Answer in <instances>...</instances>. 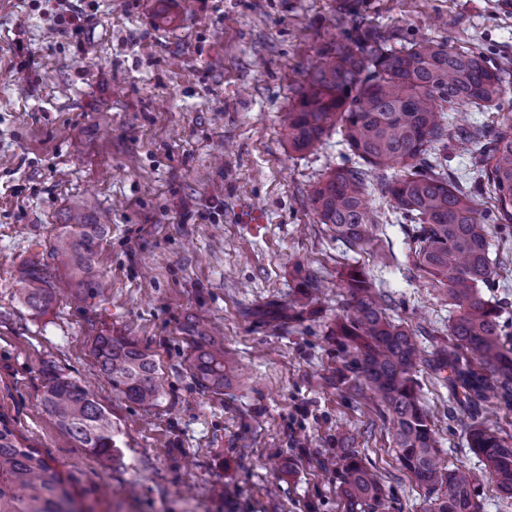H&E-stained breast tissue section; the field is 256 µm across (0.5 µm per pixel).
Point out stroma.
I'll list each match as a JSON object with an SVG mask.
<instances>
[{"mask_svg":"<svg viewBox=\"0 0 512 512\" xmlns=\"http://www.w3.org/2000/svg\"><path fill=\"white\" fill-rule=\"evenodd\" d=\"M344 0H0V414L94 512H342L320 461L350 440L400 512L430 502L401 469L374 403L336 384L327 324L339 274L364 264L410 326L448 333L451 305L428 279L344 252L309 202L341 162L330 135L289 151L282 124L296 87L334 32ZM382 31L481 49L512 70V0H361ZM112 212L102 286L35 316L20 267L48 255L69 199ZM253 211L262 223H246ZM325 293L303 317L271 320L298 293L297 264ZM201 313L224 332L242 380L204 395L181 328ZM137 339L159 362L164 396L147 409L101 374L94 336ZM55 367L112 415L116 463L75 447L41 404ZM448 463L473 468L470 418L419 371Z\"/></svg>","mask_w":512,"mask_h":512,"instance_id":"obj_1","label":"stroma"}]
</instances>
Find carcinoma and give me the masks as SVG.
I'll return each mask as SVG.
<instances>
[{
  "label": "carcinoma",
  "mask_w": 512,
  "mask_h": 512,
  "mask_svg": "<svg viewBox=\"0 0 512 512\" xmlns=\"http://www.w3.org/2000/svg\"><path fill=\"white\" fill-rule=\"evenodd\" d=\"M384 35L352 12L342 37L320 50V62L289 104L282 126L288 149L311 153L334 132L346 152L342 164L312 188L318 223L356 253H368L387 268L399 263L380 238V215L387 205L408 227L406 271H417L443 290L454 310L448 342L420 358L419 337L390 311L395 300L376 287L364 267L343 269V313L329 335L336 337V382L359 396L371 394L381 406L400 468L428 491L430 512H477L480 483L472 469L447 467L433 416L421 403L418 366L448 389V401L468 413V449L512 497V435H502L482 418L488 405L512 410V323L503 318L506 302L487 298L495 285L487 222L512 227V109L486 133L460 122L465 108L504 111L512 93V73L492 65L479 50L455 51L432 39L396 49ZM477 146L479 187L494 194L484 217L474 192L447 170L448 142ZM111 230V218L89 199L72 202L54 235L50 257L65 273L36 258L17 278L18 297L34 314L48 311L61 288L84 300L99 286L97 263ZM302 291L288 309L300 317L322 287L312 271L297 269ZM183 340L191 376L204 392L221 395L240 377L224 349V337L204 316L187 318ZM99 369L129 401L157 406L163 397L154 355L130 336L100 334L92 341ZM41 404L63 435L107 461H116L112 416L77 380L56 370L45 374ZM336 475L344 512H387L394 508L376 468L359 450L345 445L323 461ZM74 480L65 477L39 449L24 443L0 415V512H80Z\"/></svg>",
  "instance_id": "cac0c4a2"
}]
</instances>
